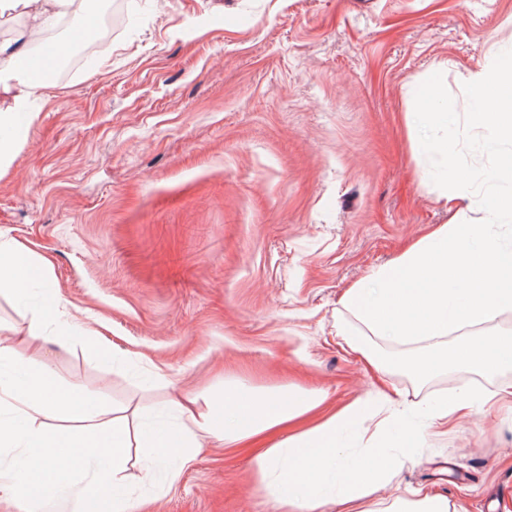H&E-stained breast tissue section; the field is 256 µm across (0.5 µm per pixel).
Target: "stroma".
<instances>
[{"label":"stroma","instance_id":"1","mask_svg":"<svg viewBox=\"0 0 512 512\" xmlns=\"http://www.w3.org/2000/svg\"><path fill=\"white\" fill-rule=\"evenodd\" d=\"M128 20L92 63L54 80L27 138L0 166V234L48 262L44 289L0 293V339L113 410L170 414L215 400L232 376L258 388L433 403L492 394L512 371L417 381L349 348L345 291L473 192L439 200L411 124L417 86H462L512 50V0H126ZM80 323L31 337L45 289ZM101 331L114 356L85 337ZM373 495L408 489L456 512H512V400L432 423ZM255 446L206 444L170 488L134 448L130 512H280L253 481Z\"/></svg>","mask_w":512,"mask_h":512}]
</instances>
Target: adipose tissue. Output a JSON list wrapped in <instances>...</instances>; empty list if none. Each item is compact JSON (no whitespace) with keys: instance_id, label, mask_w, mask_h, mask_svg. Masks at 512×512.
<instances>
[{"instance_id":"adipose-tissue-1","label":"adipose tissue","mask_w":512,"mask_h":512,"mask_svg":"<svg viewBox=\"0 0 512 512\" xmlns=\"http://www.w3.org/2000/svg\"><path fill=\"white\" fill-rule=\"evenodd\" d=\"M76 0H0V16L22 23L0 39V163L21 143L48 85L30 75L32 48L51 26L72 11ZM47 263L27 246L0 243V288L24 299L46 276ZM10 361L14 376L0 379V446L26 451L19 467H0V491L19 503L55 497L61 505L82 499L74 475L92 468L97 496L112 500V512H128L123 493L128 451L151 449L158 463L188 458L202 441L220 444L263 442L254 482L279 503L282 512H318L339 504L344 512H372L370 497L408 458L412 434L409 409L390 408L368 448L348 456L339 448L345 425L376 414L367 399L340 411H325L320 390L284 387L263 393L228 380L207 412L177 406L173 421L136 425L113 417L110 428L94 426L99 403L86 393L64 388L51 370L35 365L14 347L0 345V361Z\"/></svg>"}]
</instances>
